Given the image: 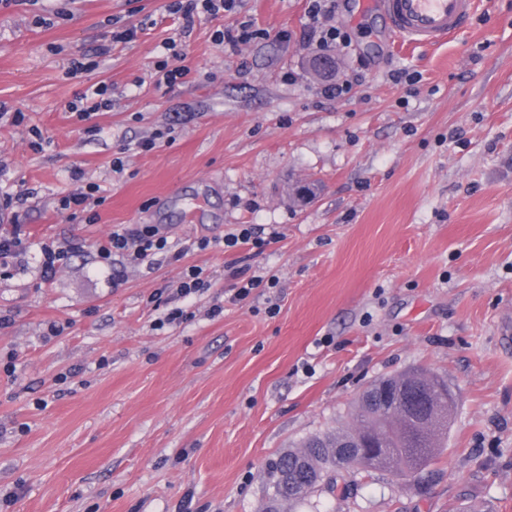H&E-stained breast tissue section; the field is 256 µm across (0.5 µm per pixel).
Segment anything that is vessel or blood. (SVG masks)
I'll list each match as a JSON object with an SVG mask.
<instances>
[{
    "mask_svg": "<svg viewBox=\"0 0 512 512\" xmlns=\"http://www.w3.org/2000/svg\"><path fill=\"white\" fill-rule=\"evenodd\" d=\"M477 0H358L359 15L379 12L391 42L437 46L470 19Z\"/></svg>",
    "mask_w": 512,
    "mask_h": 512,
    "instance_id": "vessel-or-blood-1",
    "label": "vessel or blood"
}]
</instances>
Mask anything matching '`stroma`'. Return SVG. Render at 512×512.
I'll use <instances>...</instances> for the list:
<instances>
[{
  "instance_id": "1",
  "label": "stroma",
  "mask_w": 512,
  "mask_h": 512,
  "mask_svg": "<svg viewBox=\"0 0 512 512\" xmlns=\"http://www.w3.org/2000/svg\"><path fill=\"white\" fill-rule=\"evenodd\" d=\"M168 4L0 0V202L29 245L0 265V512H261L270 458L353 426L364 387L412 368L456 394L438 473H362L295 512H512V0L417 49L338 0L340 99L304 67L308 0H238L187 33ZM243 23L250 42H216ZM171 39L189 73L158 88ZM102 82L91 123L66 111ZM84 183L104 201L70 217ZM123 224L186 254L100 262ZM241 224L278 237L225 249ZM50 241L73 250L47 279ZM240 258L276 286L233 301ZM191 265L210 286L177 296Z\"/></svg>"
}]
</instances>
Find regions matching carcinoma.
<instances>
[{
	"mask_svg": "<svg viewBox=\"0 0 512 512\" xmlns=\"http://www.w3.org/2000/svg\"><path fill=\"white\" fill-rule=\"evenodd\" d=\"M454 397L448 382L422 369L378 378L356 401L357 433L338 428L292 445L266 464L263 512H282L311 497H343L341 469L420 474L436 464Z\"/></svg>",
	"mask_w": 512,
	"mask_h": 512,
	"instance_id": "cac0c4a2",
	"label": "carcinoma"
}]
</instances>
